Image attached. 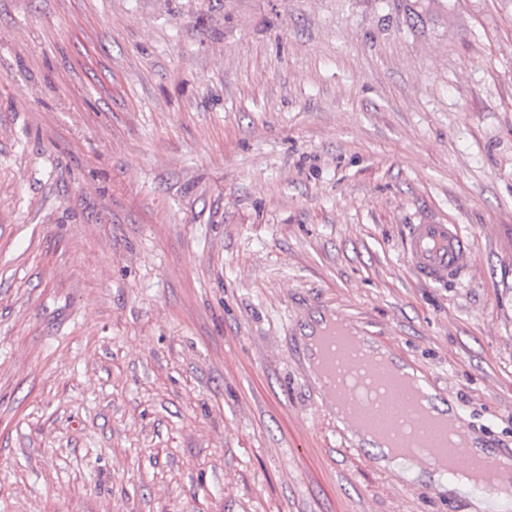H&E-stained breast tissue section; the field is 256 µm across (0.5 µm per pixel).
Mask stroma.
<instances>
[{
	"label": "stroma",
	"instance_id": "obj_1",
	"mask_svg": "<svg viewBox=\"0 0 512 512\" xmlns=\"http://www.w3.org/2000/svg\"><path fill=\"white\" fill-rule=\"evenodd\" d=\"M331 307L512 450V0H0V512H471L321 407ZM469 244L456 224H414L407 254L417 276L431 283L457 279L468 268Z\"/></svg>",
	"mask_w": 512,
	"mask_h": 512
}]
</instances>
